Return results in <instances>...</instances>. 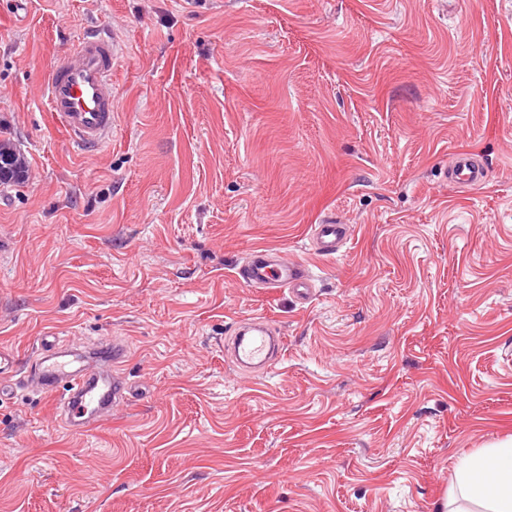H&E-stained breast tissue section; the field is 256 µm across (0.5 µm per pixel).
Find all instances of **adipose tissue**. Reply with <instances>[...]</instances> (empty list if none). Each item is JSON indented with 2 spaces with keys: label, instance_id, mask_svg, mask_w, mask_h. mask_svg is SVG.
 <instances>
[{
  "label": "adipose tissue",
  "instance_id": "obj_1",
  "mask_svg": "<svg viewBox=\"0 0 512 512\" xmlns=\"http://www.w3.org/2000/svg\"><path fill=\"white\" fill-rule=\"evenodd\" d=\"M446 512H512V439L465 457Z\"/></svg>",
  "mask_w": 512,
  "mask_h": 512
}]
</instances>
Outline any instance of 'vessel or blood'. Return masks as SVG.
<instances>
[{"instance_id": "vessel-or-blood-1", "label": "vessel or blood", "mask_w": 512, "mask_h": 512, "mask_svg": "<svg viewBox=\"0 0 512 512\" xmlns=\"http://www.w3.org/2000/svg\"><path fill=\"white\" fill-rule=\"evenodd\" d=\"M119 53L116 41L98 34L86 36L53 66L44 86L53 121L83 147H102L112 135V69ZM485 174L484 164L467 153L457 154L448 169L449 180L466 190L481 185ZM349 238V228L332 219L313 225L311 249L317 254H333ZM271 256L268 249L250 251L239 269L240 277L251 286L288 289L301 304H308L312 288L308 267L301 262L275 265ZM57 345V340L42 337V357L35 365L33 377L41 392L58 394L56 408L70 430L77 432L83 427L78 413L109 409L130 399V386L114 370L127 354L121 339H112L75 365L56 359ZM283 346L273 322L258 316L249 326H236L227 353L234 364L243 367L271 366L281 357Z\"/></svg>"}]
</instances>
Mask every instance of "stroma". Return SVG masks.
Masks as SVG:
<instances>
[{
  "label": "stroma",
  "mask_w": 512,
  "mask_h": 512,
  "mask_svg": "<svg viewBox=\"0 0 512 512\" xmlns=\"http://www.w3.org/2000/svg\"><path fill=\"white\" fill-rule=\"evenodd\" d=\"M90 34L122 48L94 151L43 98ZM0 140V345L23 376L46 333L119 336L133 389L75 433L6 382L0 512H441L512 438V0H0ZM257 248L309 263L308 305L239 277ZM255 316L285 348L245 375ZM485 174V165L467 153H458L453 165L448 168V179L466 190L481 185L485 180ZM350 239V230L335 219L315 224L311 229V249L316 254H334ZM273 322L265 316L252 319L250 326L236 325L226 351L233 363L243 367L272 366L281 357L284 341Z\"/></svg>",
  "instance_id": "stroma-1"
}]
</instances>
